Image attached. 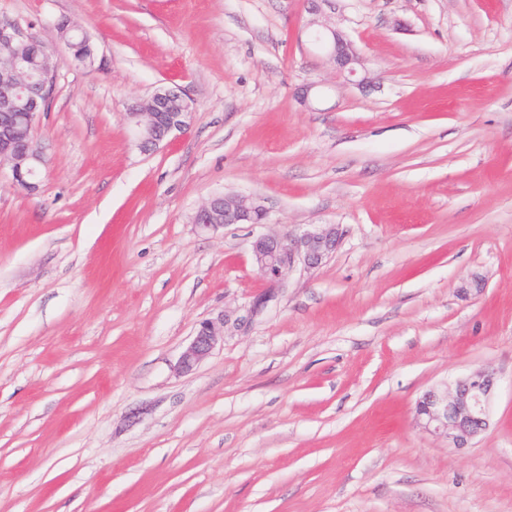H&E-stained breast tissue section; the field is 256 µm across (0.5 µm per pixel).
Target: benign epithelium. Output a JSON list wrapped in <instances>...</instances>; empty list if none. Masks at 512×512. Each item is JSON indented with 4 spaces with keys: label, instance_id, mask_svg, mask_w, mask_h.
Returning <instances> with one entry per match:
<instances>
[{
    "label": "benign epithelium",
    "instance_id": "7a95c632",
    "mask_svg": "<svg viewBox=\"0 0 512 512\" xmlns=\"http://www.w3.org/2000/svg\"><path fill=\"white\" fill-rule=\"evenodd\" d=\"M312 18L306 23L312 44L327 52L338 70L350 76L363 68L352 41L336 28L317 5L307 0ZM60 51L14 25H0V113L11 118L0 123V171L11 172V185L23 195L32 196L39 189L41 151L33 130L41 112L51 101L60 68ZM168 99L182 103L179 112H168ZM194 101L185 90L159 89L150 98L131 106L124 120L132 140L143 151L160 146L173 132L183 131ZM268 211L259 202L233 193L217 195L199 209L195 223L202 230L216 231L227 224H264ZM340 233L334 224H322L301 235L291 232L257 236L251 244L254 267L272 291L283 286L287 273L301 264L307 270L328 261L339 245ZM230 316L222 314L202 321L177 363V371L190 373L215 348ZM495 377L478 370L445 391L429 389L415 403L418 423L438 439L455 448H465L489 425Z\"/></svg>",
    "mask_w": 512,
    "mask_h": 512
}]
</instances>
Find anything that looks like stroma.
<instances>
[{"instance_id": "1", "label": "stroma", "mask_w": 512, "mask_h": 512, "mask_svg": "<svg viewBox=\"0 0 512 512\" xmlns=\"http://www.w3.org/2000/svg\"><path fill=\"white\" fill-rule=\"evenodd\" d=\"M324 10L370 86L304 0H0L94 48L36 125L38 193L0 177V512H512V0ZM174 85L188 128L140 152L125 113ZM224 193L268 223L198 228ZM312 224L334 256L248 317L254 236ZM478 370L490 424L449 447L415 402ZM318 1L328 3L331 0H307L308 12L314 16L305 26L310 41L314 46L327 52L340 73L354 76L359 69H363L362 60L352 41L324 17L316 4ZM230 316L222 314L216 319L202 321L195 331L190 343L184 349L177 363V371L190 373L206 359L215 348L226 327L230 324Z\"/></svg>"}]
</instances>
